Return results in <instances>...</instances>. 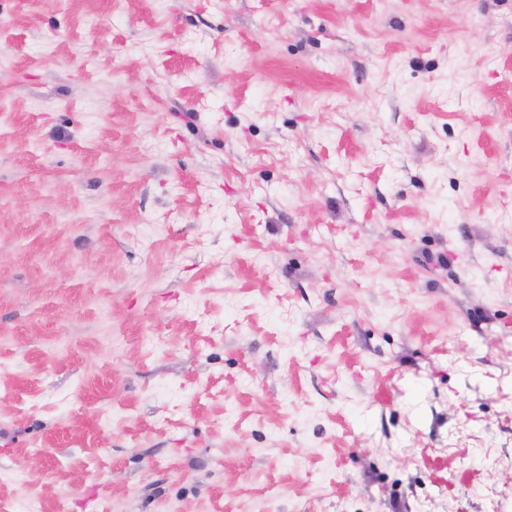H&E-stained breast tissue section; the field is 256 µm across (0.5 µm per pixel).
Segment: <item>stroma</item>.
<instances>
[{"mask_svg":"<svg viewBox=\"0 0 512 512\" xmlns=\"http://www.w3.org/2000/svg\"><path fill=\"white\" fill-rule=\"evenodd\" d=\"M0 505L512 512V0H0Z\"/></svg>","mask_w":512,"mask_h":512,"instance_id":"1","label":"stroma"}]
</instances>
